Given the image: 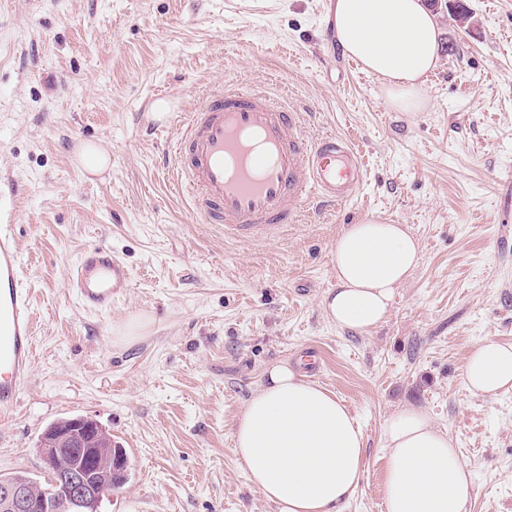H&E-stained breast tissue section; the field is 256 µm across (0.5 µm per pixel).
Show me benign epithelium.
I'll list each match as a JSON object with an SVG mask.
<instances>
[{"mask_svg":"<svg viewBox=\"0 0 512 512\" xmlns=\"http://www.w3.org/2000/svg\"><path fill=\"white\" fill-rule=\"evenodd\" d=\"M112 439L92 418L79 417L69 421L65 429L52 427L41 438V456L45 469L57 470L61 449L77 448L67 466L66 483L71 497H42L44 512H65L69 499L101 501L112 471ZM34 486L24 480L0 482V512H26L33 507Z\"/></svg>","mask_w":512,"mask_h":512,"instance_id":"obj_1","label":"benign epithelium"}]
</instances>
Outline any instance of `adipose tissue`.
I'll return each mask as SVG.
<instances>
[{"instance_id":"adipose-tissue-1","label":"adipose tissue","mask_w":512,"mask_h":512,"mask_svg":"<svg viewBox=\"0 0 512 512\" xmlns=\"http://www.w3.org/2000/svg\"><path fill=\"white\" fill-rule=\"evenodd\" d=\"M327 19L344 53L383 83L393 110H423V79L440 52V29L425 0H329ZM420 260L406 225L379 217L348 225L331 250L336 283L323 300L327 317L359 333L377 326ZM464 380L476 394L512 389V344H477ZM233 438L248 480L278 512H343L358 489L363 431L342 400L300 369L278 364L266 372L239 411ZM383 446L385 512H463L472 473L427 413L395 412Z\"/></svg>"}]
</instances>
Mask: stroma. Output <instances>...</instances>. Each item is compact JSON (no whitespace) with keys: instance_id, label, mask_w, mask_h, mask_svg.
<instances>
[{"instance_id":"1","label":"stroma","mask_w":512,"mask_h":512,"mask_svg":"<svg viewBox=\"0 0 512 512\" xmlns=\"http://www.w3.org/2000/svg\"><path fill=\"white\" fill-rule=\"evenodd\" d=\"M329 0H0V210L33 293L35 360L0 420V476L47 480L37 440L88 416L130 458L101 512H277L233 453L236 414L277 363L317 351L306 375L361 427L363 474L345 512H384L386 421L424 410L474 474L466 512H512V389L465 386L487 338L512 344V0L436 14L444 46L420 112H394L348 66ZM259 87L304 112L311 135L349 136L367 177L348 203L306 212L265 241L226 237L175 190L168 148L146 134L151 96L190 110L222 85ZM93 143L99 174L79 161ZM408 225L421 261L387 319L360 334L323 309L346 225ZM118 252L126 298L96 313L70 270L88 247ZM136 325L134 339L124 338Z\"/></svg>"}]
</instances>
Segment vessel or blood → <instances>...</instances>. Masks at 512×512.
Masks as SVG:
<instances>
[{
	"label": "vessel or blood",
	"mask_w": 512,
	"mask_h": 512,
	"mask_svg": "<svg viewBox=\"0 0 512 512\" xmlns=\"http://www.w3.org/2000/svg\"><path fill=\"white\" fill-rule=\"evenodd\" d=\"M304 113L259 88L224 87L189 112L168 113L152 134L177 127L170 150L176 189L204 223L227 237H274L310 206L349 202L366 178L365 162L345 136H306ZM12 225L0 224V417L18 406L33 362L30 292ZM70 284L85 310L103 312L132 286L129 267L103 247L83 251Z\"/></svg>",
	"instance_id": "obj_1"
}]
</instances>
